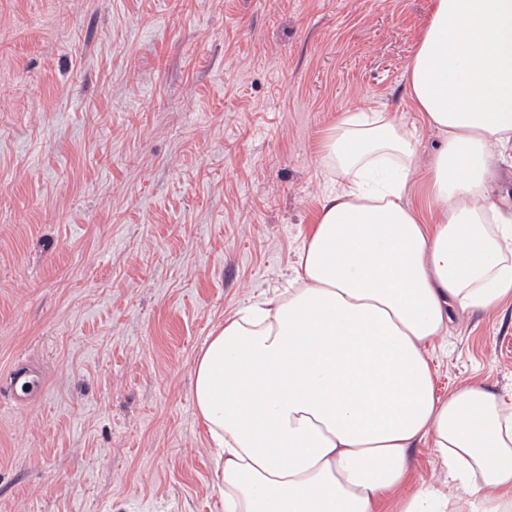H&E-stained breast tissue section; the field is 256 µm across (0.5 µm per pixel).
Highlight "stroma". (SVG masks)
Returning <instances> with one entry per match:
<instances>
[{"label": "stroma", "instance_id": "obj_1", "mask_svg": "<svg viewBox=\"0 0 512 512\" xmlns=\"http://www.w3.org/2000/svg\"><path fill=\"white\" fill-rule=\"evenodd\" d=\"M432 5L0 0V512H224L195 359L285 287L340 115L419 122ZM431 357L438 395L511 397L512 300Z\"/></svg>", "mask_w": 512, "mask_h": 512}]
</instances>
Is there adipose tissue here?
<instances>
[{
    "mask_svg": "<svg viewBox=\"0 0 512 512\" xmlns=\"http://www.w3.org/2000/svg\"><path fill=\"white\" fill-rule=\"evenodd\" d=\"M441 141L386 112L343 113L322 146L325 196L286 291L238 309L193 369L224 512H512V401L440 397L430 349L455 316L512 299V0H434L406 71ZM445 478L397 496L409 449Z\"/></svg>",
    "mask_w": 512,
    "mask_h": 512,
    "instance_id": "obj_1",
    "label": "adipose tissue"
}]
</instances>
